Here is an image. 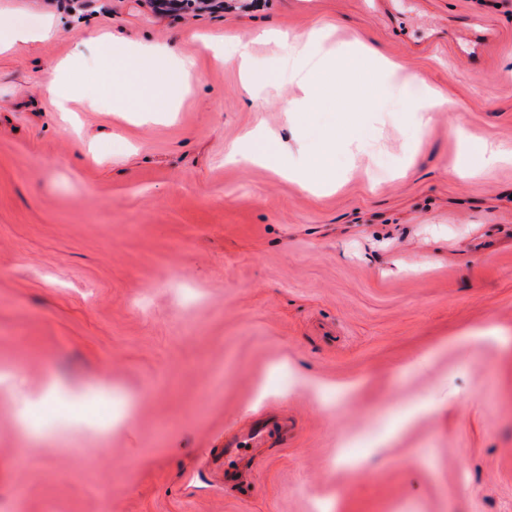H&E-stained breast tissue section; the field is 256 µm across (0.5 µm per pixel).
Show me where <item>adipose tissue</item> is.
Returning <instances> with one entry per match:
<instances>
[{"label":"adipose tissue","instance_id":"obj_1","mask_svg":"<svg viewBox=\"0 0 512 512\" xmlns=\"http://www.w3.org/2000/svg\"><path fill=\"white\" fill-rule=\"evenodd\" d=\"M322 40L320 29H312L305 39L291 46L288 70L298 81L303 96L289 103L292 112H316L332 108L340 112L369 111L372 101L383 94L398 71L397 64L366 47H350L340 55H327L314 60L313 50ZM100 51L112 62V71L119 79L102 74L100 89L86 93L84 104L88 111H103L108 103L122 105L136 99L140 112L156 114L176 111L178 94L170 90L157 95L147 88L151 71L164 58L160 47L144 45L133 50H120L109 41H101ZM332 153L330 144H322L308 156L283 162L282 168L311 192L331 186L336 172L328 163Z\"/></svg>","mask_w":512,"mask_h":512}]
</instances>
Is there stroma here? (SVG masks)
I'll return each mask as SVG.
<instances>
[{"label":"stroma","mask_w":512,"mask_h":512,"mask_svg":"<svg viewBox=\"0 0 512 512\" xmlns=\"http://www.w3.org/2000/svg\"><path fill=\"white\" fill-rule=\"evenodd\" d=\"M45 16L0 51V368L26 394L81 386L93 411L48 437L50 415L26 430L0 403L6 512H512V352L487 337L512 331V162L478 153L512 145V0H0L2 21ZM474 20L496 32L477 69L457 45ZM315 26L400 84L299 121L295 83L245 86L238 46L277 68L276 34ZM95 33L196 58L172 116L82 109ZM250 133L335 141L342 184L315 196L234 157ZM275 410L287 441L246 485L213 482L206 448ZM345 443L357 470L335 464Z\"/></svg>","instance_id":"1"}]
</instances>
